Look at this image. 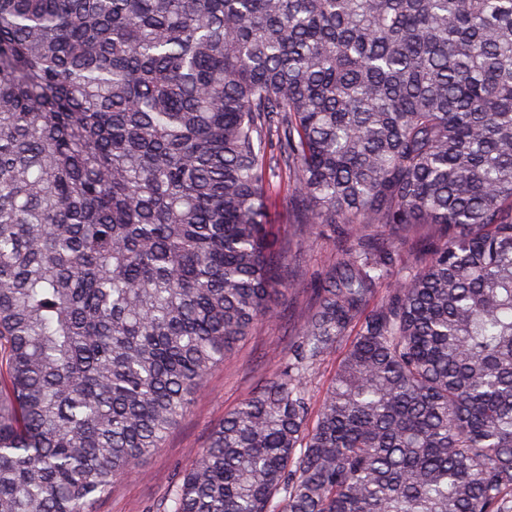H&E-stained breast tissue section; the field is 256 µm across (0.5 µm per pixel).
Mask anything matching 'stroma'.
<instances>
[{"mask_svg": "<svg viewBox=\"0 0 512 512\" xmlns=\"http://www.w3.org/2000/svg\"><path fill=\"white\" fill-rule=\"evenodd\" d=\"M335 253L329 231H313L296 250L291 271L298 275L327 269ZM305 303V298L290 294L280 297L273 315L263 319L252 335L208 375L190 410L162 447L117 482L97 512H157L178 474L191 466L210 433L223 423L225 414L249 397L262 379L277 372V363L267 354L274 350L287 355Z\"/></svg>", "mask_w": 512, "mask_h": 512, "instance_id": "35a3bbf8", "label": "stroma"}]
</instances>
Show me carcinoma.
<instances>
[{"instance_id": "1", "label": "carcinoma", "mask_w": 512, "mask_h": 512, "mask_svg": "<svg viewBox=\"0 0 512 512\" xmlns=\"http://www.w3.org/2000/svg\"><path fill=\"white\" fill-rule=\"evenodd\" d=\"M286 292L159 512H512V0H0V512H96ZM296 257L291 261L293 274H305L325 270L336 254V244L327 229H314L299 249H294ZM337 355H331L320 366L318 373L309 382L312 405L316 409L321 402L326 389L330 386L336 372Z\"/></svg>"}]
</instances>
